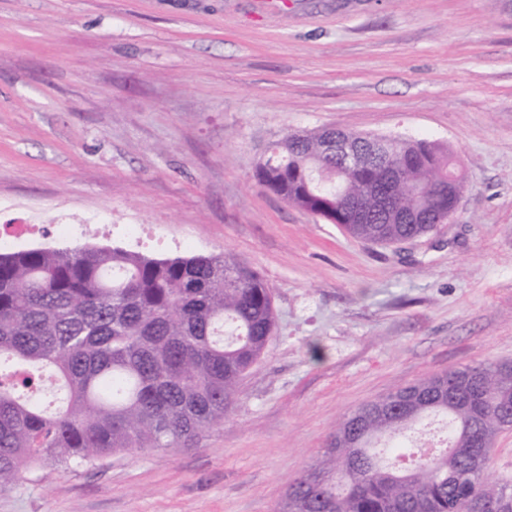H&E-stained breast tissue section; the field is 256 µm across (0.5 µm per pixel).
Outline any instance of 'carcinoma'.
<instances>
[{"instance_id": "obj_1", "label": "carcinoma", "mask_w": 512, "mask_h": 512, "mask_svg": "<svg viewBox=\"0 0 512 512\" xmlns=\"http://www.w3.org/2000/svg\"><path fill=\"white\" fill-rule=\"evenodd\" d=\"M322 129L276 141L256 178L349 234L393 244L437 229L439 147L388 138L383 160L342 165ZM263 278L229 253L158 258L120 247L0 253V491L48 464H94L145 449L175 452L224 427L240 384L272 338ZM512 367L479 362L401 386L341 419L291 480L279 512H512L493 480L494 442L512 407ZM444 416L452 450L394 466L389 441Z\"/></svg>"}]
</instances>
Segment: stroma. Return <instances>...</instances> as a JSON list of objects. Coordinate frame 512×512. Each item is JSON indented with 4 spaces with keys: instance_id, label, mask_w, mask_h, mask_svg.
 <instances>
[{
    "instance_id": "stroma-1",
    "label": "stroma",
    "mask_w": 512,
    "mask_h": 512,
    "mask_svg": "<svg viewBox=\"0 0 512 512\" xmlns=\"http://www.w3.org/2000/svg\"><path fill=\"white\" fill-rule=\"evenodd\" d=\"M321 128L438 144L467 178L451 220L373 244L257 181ZM87 222L233 254L274 334L196 447L26 472L0 512H276L361 404L512 365V0H0V231L76 249Z\"/></svg>"
}]
</instances>
